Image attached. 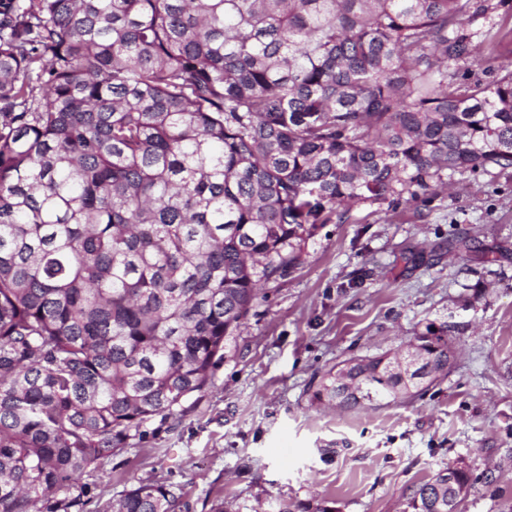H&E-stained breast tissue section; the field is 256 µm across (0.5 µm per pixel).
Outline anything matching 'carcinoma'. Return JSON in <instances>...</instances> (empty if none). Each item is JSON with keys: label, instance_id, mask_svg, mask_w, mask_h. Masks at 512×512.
Instances as JSON below:
<instances>
[{"label": "carcinoma", "instance_id": "obj_1", "mask_svg": "<svg viewBox=\"0 0 512 512\" xmlns=\"http://www.w3.org/2000/svg\"><path fill=\"white\" fill-rule=\"evenodd\" d=\"M504 0H0V512L71 492L213 384L226 341L351 207L512 169V69L451 66ZM312 379L313 405L425 395L448 329ZM448 469L403 512H445ZM140 481L100 512H176ZM270 512H335L277 498Z\"/></svg>", "mask_w": 512, "mask_h": 512}]
</instances>
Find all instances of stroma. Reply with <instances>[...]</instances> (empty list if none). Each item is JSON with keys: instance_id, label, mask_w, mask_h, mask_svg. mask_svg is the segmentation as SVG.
Here are the masks:
<instances>
[{"instance_id": "obj_1", "label": "stroma", "mask_w": 512, "mask_h": 512, "mask_svg": "<svg viewBox=\"0 0 512 512\" xmlns=\"http://www.w3.org/2000/svg\"><path fill=\"white\" fill-rule=\"evenodd\" d=\"M443 180L447 191L323 225L184 415L83 473L96 496L82 512L140 479L179 486L181 512L278 497L403 512L410 488L460 461L472 471L460 512H512V169ZM442 325L453 360L425 396L311 406L314 374Z\"/></svg>"}]
</instances>
